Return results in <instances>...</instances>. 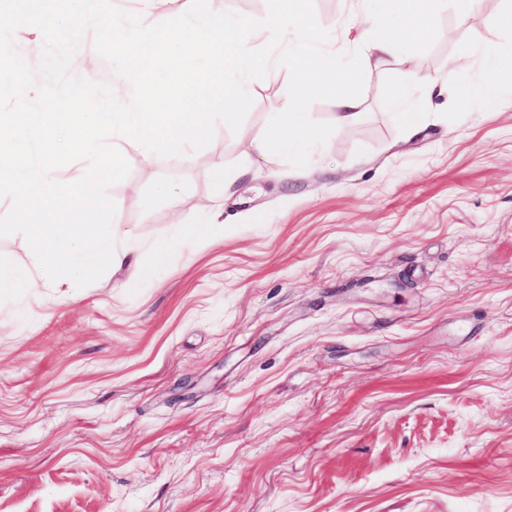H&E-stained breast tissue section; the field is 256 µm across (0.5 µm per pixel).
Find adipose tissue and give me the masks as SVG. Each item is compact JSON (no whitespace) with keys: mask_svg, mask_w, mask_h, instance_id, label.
Masks as SVG:
<instances>
[{"mask_svg":"<svg viewBox=\"0 0 512 512\" xmlns=\"http://www.w3.org/2000/svg\"><path fill=\"white\" fill-rule=\"evenodd\" d=\"M442 4L443 0H361L360 10L372 17L374 24L366 31L363 41L344 42L343 53L353 54L360 61L403 55L406 47L429 26L435 11ZM397 8L408 17L409 24L391 31L387 28V16ZM483 25L485 38L472 48L470 54L460 56L457 64L465 71L470 67L471 57L480 59L485 75L469 83L468 97L488 104L498 95L497 74L507 50L496 38L501 20L488 17ZM341 55L331 48L316 55L291 56L290 66L298 73L299 79L288 86L291 101L288 120L267 127L258 135L254 143L256 153L303 155L322 142V131L309 121L308 100L311 94L318 93L332 100L337 109L338 122L352 123L358 119L363 99L355 87L340 78ZM378 94L391 105L397 119L406 128H416L424 119L425 100L412 99L406 87L388 84L381 86Z\"/></svg>","mask_w":512,"mask_h":512,"instance_id":"adipose-tissue-1","label":"adipose tissue"}]
</instances>
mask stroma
<instances>
[{"label": "stroma", "instance_id": "1", "mask_svg": "<svg viewBox=\"0 0 512 512\" xmlns=\"http://www.w3.org/2000/svg\"><path fill=\"white\" fill-rule=\"evenodd\" d=\"M478 18L447 7L412 65L343 69L363 115L313 97L310 157L252 151L288 111L282 67L190 160L126 145L109 194L138 259L175 218L223 230L145 281L0 302V512H512V67L465 103ZM427 79L411 132L376 89Z\"/></svg>", "mask_w": 512, "mask_h": 512}]
</instances>
